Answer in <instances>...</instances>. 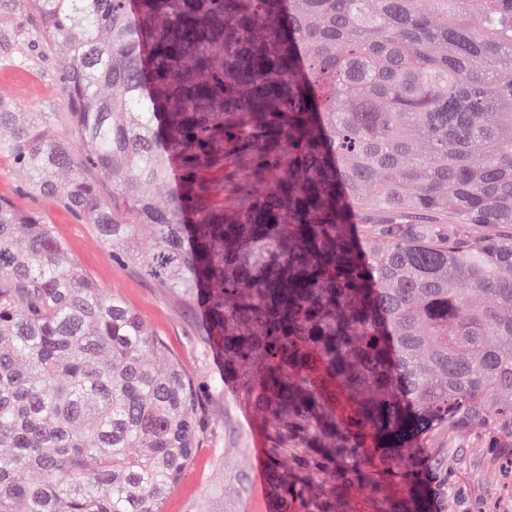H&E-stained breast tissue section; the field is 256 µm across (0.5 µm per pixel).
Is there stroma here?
<instances>
[{
  "label": "stroma",
  "mask_w": 512,
  "mask_h": 512,
  "mask_svg": "<svg viewBox=\"0 0 512 512\" xmlns=\"http://www.w3.org/2000/svg\"><path fill=\"white\" fill-rule=\"evenodd\" d=\"M27 14L28 0L0 5V37L11 44L9 55L0 54V94L13 100L19 111L51 114L52 133L67 139L71 110L61 91L56 62L43 52ZM0 197L20 209L41 212L83 271L99 286L115 291L162 337L187 374L203 383L223 380V395L205 399L211 438L169 494L163 512H273L270 496L253 488L257 459L273 446L266 438L264 417L236 381L225 376L223 363L208 349L209 327L202 309L156 287L134 266L120 263L90 225L30 192L26 173L6 155L0 156ZM435 443L445 452L436 472L447 484L434 486L431 512H512V433L443 430ZM315 454V449L303 445L279 456L283 469L301 478L309 500L325 497L336 483L335 466L321 471L308 467Z\"/></svg>",
  "instance_id": "obj_1"
}]
</instances>
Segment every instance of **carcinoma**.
Masks as SVG:
<instances>
[{"mask_svg": "<svg viewBox=\"0 0 512 512\" xmlns=\"http://www.w3.org/2000/svg\"><path fill=\"white\" fill-rule=\"evenodd\" d=\"M29 13L72 137L1 98L0 154L204 308L278 441L328 443L372 498L398 488L380 512H426L419 453L444 455L438 432L512 429V0ZM171 161L180 191L161 203ZM166 352L0 198V512H162L208 441L196 381L149 361ZM268 476L290 512L302 490L277 448Z\"/></svg>", "mask_w": 512, "mask_h": 512, "instance_id": "cac0c4a2", "label": "carcinoma"}]
</instances>
